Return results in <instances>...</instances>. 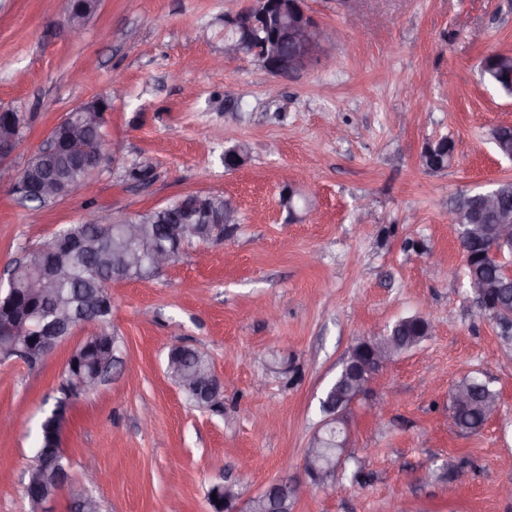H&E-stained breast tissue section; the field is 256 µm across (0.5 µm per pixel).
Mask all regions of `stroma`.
I'll return each mask as SVG.
<instances>
[{
	"label": "stroma",
	"instance_id": "obj_1",
	"mask_svg": "<svg viewBox=\"0 0 512 512\" xmlns=\"http://www.w3.org/2000/svg\"><path fill=\"white\" fill-rule=\"evenodd\" d=\"M249 2L100 0L76 38L42 0H0V108L20 114L29 149L103 99L106 138L122 150L42 208L9 187L26 152L0 155L1 279L90 206L128 217L200 192L230 197L240 217L223 245L191 244L159 276L113 282L105 326L76 327L33 367L0 360V512H31L40 425L90 335L114 334L119 360L68 404L71 481L93 448L104 512H213L212 486L248 497L305 481L319 399L343 356L412 316L431 332L352 406L351 457L294 512H512V337L477 305L448 222L460 192L512 180L492 141L512 125V94L481 75L487 55L512 52V0H305L328 59L288 77L249 56L214 67L225 13ZM117 76L126 94L113 99ZM441 137L453 160L427 171L423 147ZM241 142L247 160L225 169ZM142 161L145 184L128 176ZM288 186L308 209L289 214ZM178 345L207 356L223 411L197 407L168 376ZM468 374L499 395L475 434L452 424L449 394Z\"/></svg>",
	"mask_w": 512,
	"mask_h": 512
}]
</instances>
